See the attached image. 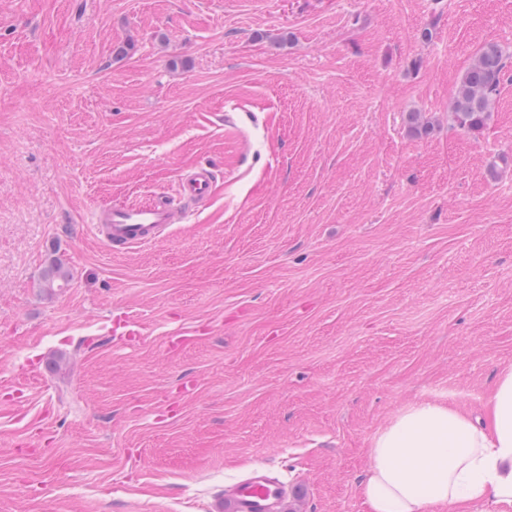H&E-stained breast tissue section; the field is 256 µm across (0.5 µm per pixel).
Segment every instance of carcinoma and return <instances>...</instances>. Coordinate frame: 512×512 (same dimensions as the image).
Returning a JSON list of instances; mask_svg holds the SVG:
<instances>
[{
	"instance_id": "obj_1",
	"label": "carcinoma",
	"mask_w": 512,
	"mask_h": 512,
	"mask_svg": "<svg viewBox=\"0 0 512 512\" xmlns=\"http://www.w3.org/2000/svg\"><path fill=\"white\" fill-rule=\"evenodd\" d=\"M508 56L502 47L489 42L481 47L475 62L462 75L452 102L457 124L467 130L482 128L498 100L507 71ZM70 272L61 262H54L42 276L40 288L50 295L68 287Z\"/></svg>"
}]
</instances>
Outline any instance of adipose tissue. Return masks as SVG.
I'll list each match as a JSON object with an SVG mask.
<instances>
[{
  "label": "adipose tissue",
  "instance_id": "1",
  "mask_svg": "<svg viewBox=\"0 0 512 512\" xmlns=\"http://www.w3.org/2000/svg\"><path fill=\"white\" fill-rule=\"evenodd\" d=\"M489 408L486 429L431 402L397 414L370 448L361 489L370 512H435L462 501L512 512V366L499 372Z\"/></svg>",
  "mask_w": 512,
  "mask_h": 512
}]
</instances>
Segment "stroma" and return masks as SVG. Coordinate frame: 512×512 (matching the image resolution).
Returning a JSON list of instances; mask_svg holds the SVG:
<instances>
[{
    "label": "stroma",
    "instance_id": "35a3bbf8",
    "mask_svg": "<svg viewBox=\"0 0 512 512\" xmlns=\"http://www.w3.org/2000/svg\"><path fill=\"white\" fill-rule=\"evenodd\" d=\"M489 42L512 0H0V512H227L258 466L285 512H368L399 412L488 418L512 69L481 130L450 107ZM198 166L164 237L95 235ZM214 184L212 171L206 168L193 170L181 178L177 189V198L184 204H195L207 200ZM70 272L62 262H54L42 276L40 288L50 295L70 284Z\"/></svg>",
    "mask_w": 512,
    "mask_h": 512
}]
</instances>
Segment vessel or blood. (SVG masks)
Segmentation results:
<instances>
[{"mask_svg": "<svg viewBox=\"0 0 512 512\" xmlns=\"http://www.w3.org/2000/svg\"><path fill=\"white\" fill-rule=\"evenodd\" d=\"M213 184L212 171L206 168L193 170L179 182L177 198L187 205L203 202L210 197ZM175 219L174 208L165 202L122 204L94 212L92 228L112 250L124 251L154 242ZM286 494L280 480L258 468L235 483L225 499L231 512H279Z\"/></svg>", "mask_w": 512, "mask_h": 512, "instance_id": "vessel-or-blood-1", "label": "vessel or blood"}]
</instances>
